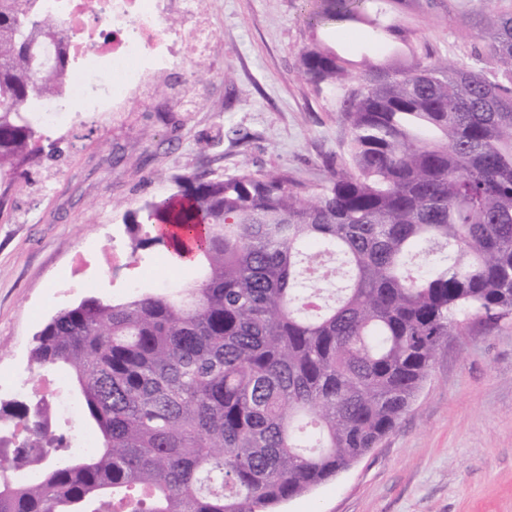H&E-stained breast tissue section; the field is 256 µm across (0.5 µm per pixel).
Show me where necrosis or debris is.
Here are the masks:
<instances>
[{
	"instance_id": "1",
	"label": "necrosis or debris",
	"mask_w": 512,
	"mask_h": 512,
	"mask_svg": "<svg viewBox=\"0 0 512 512\" xmlns=\"http://www.w3.org/2000/svg\"><path fill=\"white\" fill-rule=\"evenodd\" d=\"M62 21V36L79 62L63 87L76 111L126 112L145 95L146 78L173 61L194 62L213 47L206 0H42ZM188 19L181 35L167 26L171 13Z\"/></svg>"
}]
</instances>
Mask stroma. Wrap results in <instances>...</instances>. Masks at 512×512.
<instances>
[{"mask_svg":"<svg viewBox=\"0 0 512 512\" xmlns=\"http://www.w3.org/2000/svg\"><path fill=\"white\" fill-rule=\"evenodd\" d=\"M490 0H415L390 23L413 30L439 57L475 63L478 22ZM306 0H210L214 50L206 84L188 86L191 64L174 63L160 88L129 112H75L40 119L49 147L12 186L0 212V372L16 383L0 409L29 397L34 334L61 307L87 296L121 300L194 278L165 251L131 263L126 215L169 197L178 176L278 170L308 188L346 151L335 92L303 77L300 58L319 39L362 65L383 61L360 24L317 31ZM67 406L52 421L76 437L81 399L58 369ZM280 512H512V324L470 322L442 344L396 429L349 469Z\"/></svg>","mask_w":512,"mask_h":512,"instance_id":"1","label":"stroma"}]
</instances>
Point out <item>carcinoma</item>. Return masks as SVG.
<instances>
[{
	"label": "carcinoma",
	"instance_id": "carcinoma-1",
	"mask_svg": "<svg viewBox=\"0 0 512 512\" xmlns=\"http://www.w3.org/2000/svg\"><path fill=\"white\" fill-rule=\"evenodd\" d=\"M402 0H311V28L381 17ZM0 0V179L43 152L30 106L70 62L31 45L62 22ZM475 56L426 46L371 64L315 44L302 74L339 94L348 158L306 190L284 172L205 170L129 222L200 265L193 283L122 302L86 297L34 335L30 361L68 373L97 434L76 452L34 391L0 428V512H271L390 434L440 346L471 317L512 319V0L479 21ZM340 262L331 283L326 258ZM35 469L17 487L10 474Z\"/></svg>",
	"mask_w": 512,
	"mask_h": 512
}]
</instances>
